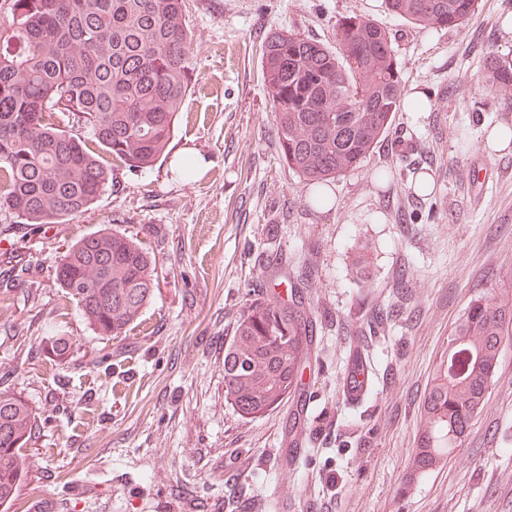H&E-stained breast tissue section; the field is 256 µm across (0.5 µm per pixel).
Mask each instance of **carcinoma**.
<instances>
[{
    "instance_id": "cac0c4a2",
    "label": "carcinoma",
    "mask_w": 512,
    "mask_h": 512,
    "mask_svg": "<svg viewBox=\"0 0 512 512\" xmlns=\"http://www.w3.org/2000/svg\"><path fill=\"white\" fill-rule=\"evenodd\" d=\"M477 0H384L415 25L460 28ZM185 0H3L0 4V212L30 233L92 210L112 184L105 156L147 169L168 151L192 85ZM261 75L288 167L318 185L358 168L403 109L402 61L390 32L358 14L336 21V47L300 33L263 43ZM490 93L512 94V67L487 64ZM91 135L102 153L85 145ZM29 266L0 251V288ZM66 298L101 336H124L159 288L141 243L108 227L68 245L54 271ZM512 310L472 301L448 336L423 399L414 467L426 475L460 447L493 386ZM310 321L263 302L224 350V388L243 416L260 415L301 385ZM35 415L0 392V503L24 475Z\"/></svg>"
}]
</instances>
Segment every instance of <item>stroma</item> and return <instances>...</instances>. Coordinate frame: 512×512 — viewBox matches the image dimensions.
<instances>
[{
  "instance_id": "1",
  "label": "stroma",
  "mask_w": 512,
  "mask_h": 512,
  "mask_svg": "<svg viewBox=\"0 0 512 512\" xmlns=\"http://www.w3.org/2000/svg\"><path fill=\"white\" fill-rule=\"evenodd\" d=\"M194 88L168 158L131 170L90 213L31 234L0 213L33 284L0 295V389L38 424L26 470L0 512H512V343L460 448L427 475L414 456L422 402L460 315L484 297L512 305V149L485 135L512 127V96L480 84L512 63L500 21L512 0H477L460 29L423 28L382 0H185ZM395 38L406 90L423 117L399 112L391 133L327 188L284 161L260 54L276 31L334 45L346 14ZM207 160L186 176L188 153ZM392 170L390 180L375 176ZM433 181L418 196L413 183ZM107 226L155 257L160 285L137 325L112 339L66 301L54 270L67 245ZM281 300L310 317L300 388L242 416L224 390V349L252 304ZM72 345L55 360L57 337ZM362 354V402L343 385Z\"/></svg>"
}]
</instances>
